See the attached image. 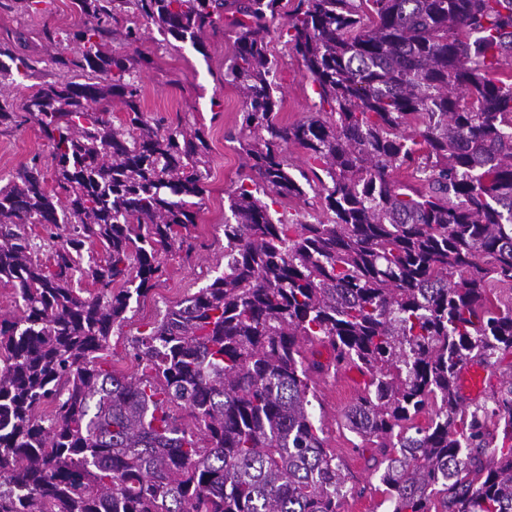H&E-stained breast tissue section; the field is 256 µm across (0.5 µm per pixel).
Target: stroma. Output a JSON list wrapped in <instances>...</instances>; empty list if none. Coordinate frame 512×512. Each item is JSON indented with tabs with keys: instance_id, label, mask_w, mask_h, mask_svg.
<instances>
[{
	"instance_id": "stroma-1",
	"label": "stroma",
	"mask_w": 512,
	"mask_h": 512,
	"mask_svg": "<svg viewBox=\"0 0 512 512\" xmlns=\"http://www.w3.org/2000/svg\"><path fill=\"white\" fill-rule=\"evenodd\" d=\"M82 18L72 0H43L38 13L24 11L19 0H0V34L22 33L16 45L21 56L45 53L43 29H69L81 25ZM281 23H274L269 50L277 67L275 81L283 106L280 121L291 124L319 109L302 64L292 57L281 36ZM235 34L221 26L207 33L205 53L196 52L187 42H165L157 30H146L138 46L152 59L140 77L141 107L152 117L182 115L184 124L203 123L207 127L209 156L205 195L198 219L191 229L190 252H179L164 260L165 274L150 293L129 312L127 321L111 338L106 359L119 371L134 372L132 342L145 325L159 322L164 315L199 289L209 285L224 271V221L230 218L228 195L248 174L247 159L240 149L243 102L235 85L224 80V72L234 53ZM49 158L50 150L37 129L0 130V185H5L34 155ZM357 397L356 391L336 392L328 388L316 392L312 402L315 418L325 426L331 448H356L360 455L355 469H344V496L340 512H349L351 503L365 498L367 512H385L379 471L368 463L375 447L350 432L345 414Z\"/></svg>"
}]
</instances>
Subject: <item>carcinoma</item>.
Here are the masks:
<instances>
[{
	"mask_svg": "<svg viewBox=\"0 0 512 512\" xmlns=\"http://www.w3.org/2000/svg\"><path fill=\"white\" fill-rule=\"evenodd\" d=\"M73 4L82 25L44 31L59 78L19 108L0 92V127L35 126L53 167L51 189L38 155L0 187V283L17 307L0 315V512H339L315 340L370 375L346 418L388 461V512H512V376L490 408L456 384L464 361L512 351V302L488 288H512V0H293L288 52L332 118L290 125L268 52L282 0ZM130 11L144 25L123 26L125 44L152 25L201 54L231 14L254 189L228 195L222 275L135 337L142 373L118 375L101 366L112 333L208 193L204 126L144 113L152 60L112 49ZM42 63L0 38L1 87ZM310 190L327 219L273 217Z\"/></svg>",
	"mask_w": 512,
	"mask_h": 512,
	"instance_id": "carcinoma-1",
	"label": "carcinoma"
}]
</instances>
